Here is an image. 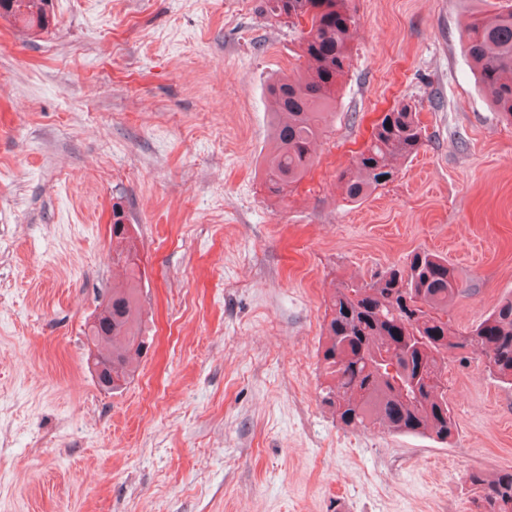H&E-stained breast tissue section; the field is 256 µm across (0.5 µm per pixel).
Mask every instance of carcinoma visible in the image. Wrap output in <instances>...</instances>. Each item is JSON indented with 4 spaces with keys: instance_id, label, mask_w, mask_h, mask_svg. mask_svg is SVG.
<instances>
[{
    "instance_id": "1",
    "label": "carcinoma",
    "mask_w": 512,
    "mask_h": 512,
    "mask_svg": "<svg viewBox=\"0 0 512 512\" xmlns=\"http://www.w3.org/2000/svg\"><path fill=\"white\" fill-rule=\"evenodd\" d=\"M265 13L285 18L298 30L309 69L283 74L268 86L276 116L273 150L264 187L281 197L314 163L311 144L323 133L336 85L351 66L355 21L349 0H264ZM473 10L463 30L465 52L493 107L512 119V0H491ZM0 17H10L29 34L47 30L52 0H0ZM424 130L406 103L385 113L370 142L340 174L345 200L360 203L392 181L397 163L418 152ZM112 265L125 284L105 296L112 311L98 315L87 337L112 356V388L128 382L147 349L140 325L144 271L124 212L112 209ZM459 294L448 260L414 251L403 267L388 268L369 282L342 284L326 306L321 349L325 382L321 402L336 421L353 431L382 430L430 435L443 442L457 431L443 394L448 355L465 350L500 382L512 385V298L503 299L469 331L448 326V304ZM480 489L483 512H512V471L469 475Z\"/></svg>"
}]
</instances>
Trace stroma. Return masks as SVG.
<instances>
[{
    "mask_svg": "<svg viewBox=\"0 0 512 512\" xmlns=\"http://www.w3.org/2000/svg\"><path fill=\"white\" fill-rule=\"evenodd\" d=\"M0 18V512H479L512 470V387L450 355L457 432L341 428L320 403L325 301L416 250L447 259L465 332L512 296V121L465 55L475 0H351L352 65L311 171H263L271 77L306 68L262 0H53ZM417 155L367 199L340 173L385 112ZM132 224L153 338L102 389L85 324ZM0 17H10L28 34L47 30L52 21V0H0ZM469 481L480 489L478 499L483 503V512H512V471L492 475L476 471L469 475Z\"/></svg>",
    "mask_w": 512,
    "mask_h": 512,
    "instance_id": "obj_1",
    "label": "stroma"
}]
</instances>
